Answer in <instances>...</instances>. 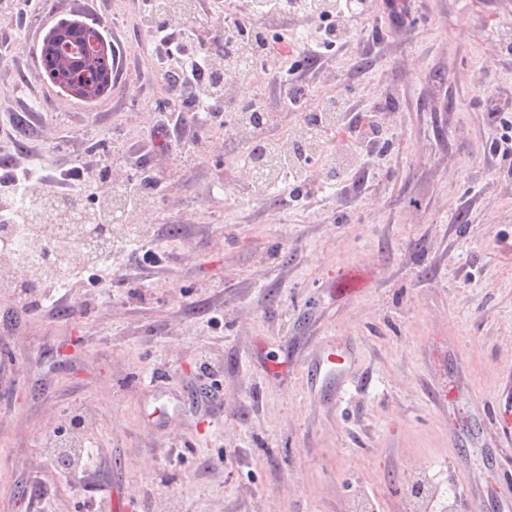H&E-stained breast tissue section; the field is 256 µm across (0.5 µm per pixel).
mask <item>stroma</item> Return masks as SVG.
<instances>
[{
    "instance_id": "stroma-1",
    "label": "stroma",
    "mask_w": 512,
    "mask_h": 512,
    "mask_svg": "<svg viewBox=\"0 0 512 512\" xmlns=\"http://www.w3.org/2000/svg\"><path fill=\"white\" fill-rule=\"evenodd\" d=\"M148 0H14L0 10V139L33 186L89 158L152 178L150 203L114 214L139 238L70 275L64 303L41 291L21 311L0 288V512H411L425 466L435 512H468L451 435L473 404L512 418V182L488 171L512 83L490 35L512 0H414L406 27L353 24L307 88L316 109L346 93L377 111L387 150L342 199L283 205L238 160L217 114L187 148L128 147L172 111L147 43ZM100 20L126 59L95 101L67 94L36 60L62 20ZM363 275L344 290L343 277ZM352 338L342 399L313 388L314 354ZM460 402L434 406L439 382ZM82 444L104 476L80 483L49 464ZM29 493L18 497V485Z\"/></svg>"
}]
</instances>
